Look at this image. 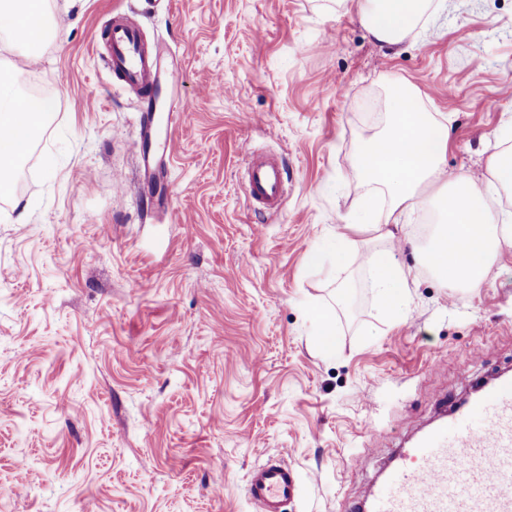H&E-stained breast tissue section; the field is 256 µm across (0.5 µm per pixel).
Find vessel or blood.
Here are the masks:
<instances>
[{
  "instance_id": "b4317fda",
  "label": "vessel or blood",
  "mask_w": 512,
  "mask_h": 512,
  "mask_svg": "<svg viewBox=\"0 0 512 512\" xmlns=\"http://www.w3.org/2000/svg\"><path fill=\"white\" fill-rule=\"evenodd\" d=\"M107 41L113 71L137 91L150 88L156 69L139 19L129 15L113 24ZM286 180L277 160L250 155L247 189L255 202L277 209ZM406 455L412 466L385 472L366 500L367 512H512V377L485 385L474 409L424 432ZM246 488L261 512H281L296 479L288 466L268 463L251 471Z\"/></svg>"
}]
</instances>
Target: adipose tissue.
<instances>
[{
  "label": "adipose tissue",
  "instance_id": "ef3b65f1",
  "mask_svg": "<svg viewBox=\"0 0 512 512\" xmlns=\"http://www.w3.org/2000/svg\"><path fill=\"white\" fill-rule=\"evenodd\" d=\"M357 13L379 42L396 45L418 37L426 29L437 0H356ZM8 26L0 35L26 49L23 60L0 72V195L13 192L19 159L30 151L48 122L53 106L15 90L25 74L24 61L58 27L48 13L47 0H0V19ZM388 123L365 140L355 161L356 180L365 189L359 199L353 229L373 228L378 247L364 257L366 286L384 314L402 319L411 298L412 274L397 258L394 226L410 210L438 212L421 262L456 296L481 287L501 252L512 246V212H493L490 199L512 193V145L491 156L488 176L476 179L449 175L443 162L450 129L426 112L416 93L392 96Z\"/></svg>",
  "mask_w": 512,
  "mask_h": 512
}]
</instances>
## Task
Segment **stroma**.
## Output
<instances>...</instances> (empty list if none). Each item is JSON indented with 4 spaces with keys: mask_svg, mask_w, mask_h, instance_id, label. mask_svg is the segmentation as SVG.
Returning <instances> with one entry per match:
<instances>
[{
    "mask_svg": "<svg viewBox=\"0 0 512 512\" xmlns=\"http://www.w3.org/2000/svg\"><path fill=\"white\" fill-rule=\"evenodd\" d=\"M49 4L58 33L18 90L56 109L0 198V512H259L247 475L272 458L296 476L283 512H353L441 412L512 372V248L455 301L408 212L399 322L364 286L370 233L348 268L306 255L356 212L355 157L392 89L447 118L449 173L486 176L512 123V0H442L397 46L352 0ZM120 13L157 49L159 107L191 109L163 206L138 160L147 100L103 59ZM246 145L286 166L279 209L251 200ZM317 307L336 314L329 358Z\"/></svg>",
    "mask_w": 512,
    "mask_h": 512,
    "instance_id": "1",
    "label": "stroma"
}]
</instances>
